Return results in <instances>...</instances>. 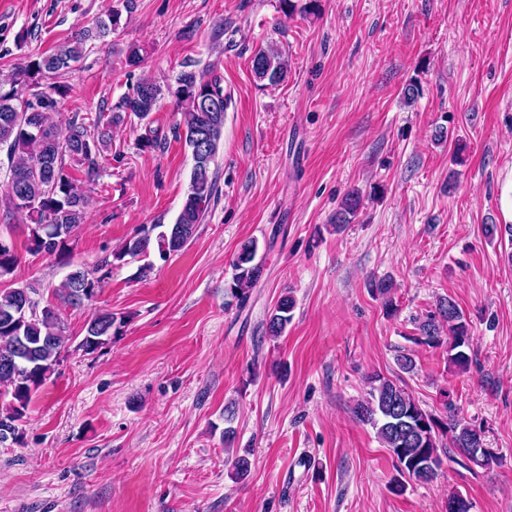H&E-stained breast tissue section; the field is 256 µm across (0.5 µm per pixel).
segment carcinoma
<instances>
[{"instance_id": "carcinoma-1", "label": "carcinoma", "mask_w": 512, "mask_h": 512, "mask_svg": "<svg viewBox=\"0 0 512 512\" xmlns=\"http://www.w3.org/2000/svg\"><path fill=\"white\" fill-rule=\"evenodd\" d=\"M122 8L111 10L106 18L83 28L72 39L49 54L31 57L19 64L9 89L0 85V146L7 147L10 177L0 204L8 214L25 217L30 250L47 255L70 251L86 220L89 204L87 185L100 176L98 157L111 145L112 125L130 116L145 120L154 112L161 86L142 81L124 96L109 114L98 113L86 119L77 114L62 117L60 104L71 87L55 78L80 60L87 45L105 42L116 27L121 10L135 7V0H121ZM255 77L277 85L286 76L287 64L281 52L258 48L251 57ZM180 114L179 137L191 149L193 167L186 200L172 224L164 229L153 224L136 230L121 248L104 257L94 268H75L55 291L58 304L39 307L14 322L24 304L18 288L0 290V395L10 397L0 409V442L17 438L32 394L60 364L68 337L59 306L81 307L97 296L112 273L114 263L127 256L150 252L165 261L180 252L196 233L198 224L217 193L215 173L211 168L218 153L224 130V112L231 101L221 79L194 70H183L174 84L167 86ZM84 175V182L73 171ZM362 202L359 192L347 193L336 211V229L351 223ZM258 244L254 239L241 244L234 260L231 293L241 302L248 299L263 275V264L256 260ZM18 256L10 243L0 242V278L14 273ZM293 299L281 297L266 323V333L279 337L292 319ZM114 317L105 310L94 314L86 326L79 348L95 352L112 338ZM448 329V361L466 370L471 356L468 323L456 303L443 299L435 310L419 323V342L430 347L443 343V329ZM367 397L358 401L354 415L371 425L383 446L395 461L398 471L408 478L429 483L442 467L441 454L456 449L476 467L489 468L498 461L486 447L483 431L458 418L444 392L446 419L425 411L408 390L396 381L378 374L368 377Z\"/></svg>"}]
</instances>
